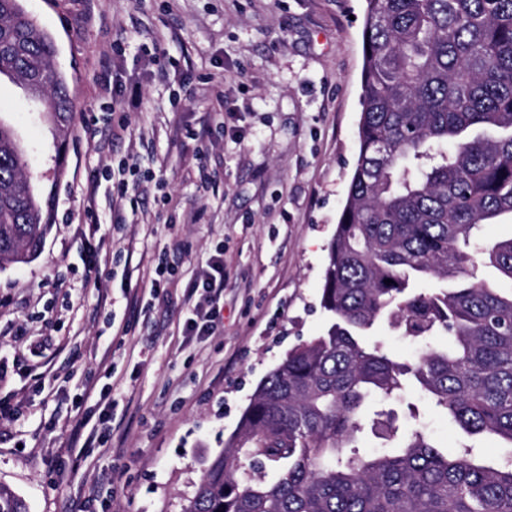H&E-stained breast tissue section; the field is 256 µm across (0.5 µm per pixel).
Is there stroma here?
<instances>
[{
  "instance_id": "stroma-1",
  "label": "stroma",
  "mask_w": 512,
  "mask_h": 512,
  "mask_svg": "<svg viewBox=\"0 0 512 512\" xmlns=\"http://www.w3.org/2000/svg\"><path fill=\"white\" fill-rule=\"evenodd\" d=\"M22 6L56 38L74 112L58 177L43 102L0 79V120L53 199L35 259L0 270V403L19 413L0 422V483L29 512H79L92 485L111 512H181L258 383L330 325L323 275L358 155L366 0ZM129 157L137 173L119 170ZM99 226L111 233L91 270ZM218 246L224 320L190 336L186 288ZM160 258L173 276L156 296ZM106 384L107 446L89 447Z\"/></svg>"
}]
</instances>
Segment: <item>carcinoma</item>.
Wrapping results in <instances>:
<instances>
[{
    "label": "carcinoma",
    "instance_id": "1",
    "mask_svg": "<svg viewBox=\"0 0 512 512\" xmlns=\"http://www.w3.org/2000/svg\"><path fill=\"white\" fill-rule=\"evenodd\" d=\"M366 2L359 153L322 288L332 323L259 383L183 512H512V291L486 277L512 281V237L483 233L512 217V0ZM57 56L21 0H0V77L64 129ZM27 167L0 121V269L29 262L49 224ZM377 324L424 351L391 357L364 340ZM409 391L502 454L439 446L412 402L400 432L377 405ZM0 512H26L3 485Z\"/></svg>",
    "mask_w": 512,
    "mask_h": 512
}]
</instances>
